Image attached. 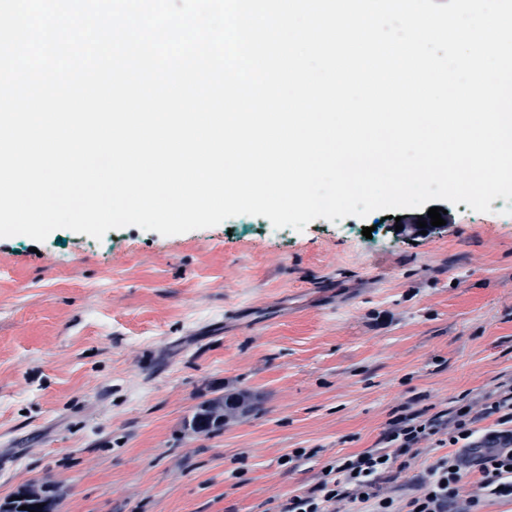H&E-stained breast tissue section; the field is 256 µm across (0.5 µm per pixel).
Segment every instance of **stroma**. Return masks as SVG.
I'll return each instance as SVG.
<instances>
[{"label": "stroma", "instance_id": "obj_1", "mask_svg": "<svg viewBox=\"0 0 512 512\" xmlns=\"http://www.w3.org/2000/svg\"><path fill=\"white\" fill-rule=\"evenodd\" d=\"M447 210L415 237L385 210L0 239V502L48 478L57 512H280L396 414L491 389L512 372V201ZM238 392L258 411L187 428ZM199 419L204 425L192 429L196 433H215L224 428V397L213 398L202 402L196 408L191 423Z\"/></svg>", "mask_w": 512, "mask_h": 512}]
</instances>
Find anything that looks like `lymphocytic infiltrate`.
I'll return each instance as SVG.
<instances>
[{
  "instance_id": "obj_1",
  "label": "lymphocytic infiltrate",
  "mask_w": 512,
  "mask_h": 512,
  "mask_svg": "<svg viewBox=\"0 0 512 512\" xmlns=\"http://www.w3.org/2000/svg\"><path fill=\"white\" fill-rule=\"evenodd\" d=\"M436 436L448 454L417 466L422 442ZM395 469L409 474L401 494L385 488ZM495 501L512 503V377L463 395L452 410L395 416L382 447L328 462L281 512H484Z\"/></svg>"
}]
</instances>
